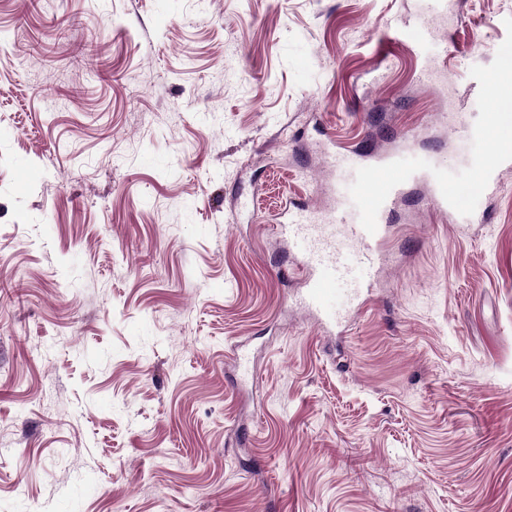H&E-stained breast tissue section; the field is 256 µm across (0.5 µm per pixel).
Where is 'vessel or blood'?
Segmentation results:
<instances>
[{"instance_id":"b4317fda","label":"vessel or blood","mask_w":512,"mask_h":512,"mask_svg":"<svg viewBox=\"0 0 512 512\" xmlns=\"http://www.w3.org/2000/svg\"><path fill=\"white\" fill-rule=\"evenodd\" d=\"M429 2L431 17L416 28L415 40L444 53L448 40L438 37L432 20L447 13L448 0ZM461 134L483 141L485 149L470 167L479 194L497 195L502 172L512 169V114L487 113L483 124H466ZM324 160L336 172L331 192L340 221L325 223L302 202L285 206L288 221L279 231L293 260L281 276L302 281L299 305L322 328L332 330L351 324L366 303L369 288L387 262L386 219L409 187L428 185L429 202L439 213L459 216L466 223L472 217L447 167L434 156L387 165L367 136L354 147L331 145Z\"/></svg>"}]
</instances>
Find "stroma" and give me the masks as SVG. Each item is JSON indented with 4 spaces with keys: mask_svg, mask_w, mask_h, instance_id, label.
<instances>
[{
    "mask_svg": "<svg viewBox=\"0 0 512 512\" xmlns=\"http://www.w3.org/2000/svg\"><path fill=\"white\" fill-rule=\"evenodd\" d=\"M426 12L0 0V512H512V171L480 223L403 199L340 340L278 277L315 120L479 151L442 116L491 111L512 0H450L444 60ZM415 40L419 46H431L441 53H448L447 37L439 38L431 20L425 19L415 32Z\"/></svg>",
    "mask_w": 512,
    "mask_h": 512,
    "instance_id": "1",
    "label": "stroma"
}]
</instances>
